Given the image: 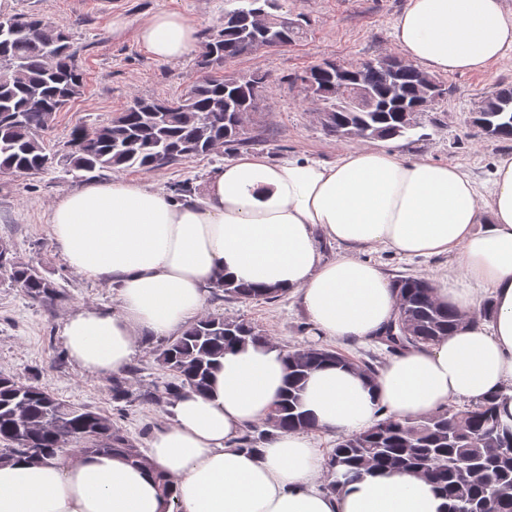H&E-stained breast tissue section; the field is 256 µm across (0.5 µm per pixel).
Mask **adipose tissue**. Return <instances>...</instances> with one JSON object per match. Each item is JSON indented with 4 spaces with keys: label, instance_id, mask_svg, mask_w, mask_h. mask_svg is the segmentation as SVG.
<instances>
[{
    "label": "adipose tissue",
    "instance_id": "1",
    "mask_svg": "<svg viewBox=\"0 0 512 512\" xmlns=\"http://www.w3.org/2000/svg\"><path fill=\"white\" fill-rule=\"evenodd\" d=\"M197 33L170 10L137 29L159 61L189 55ZM393 37L427 73L482 72L512 49V10L503 0H406ZM491 183L484 198L457 166L375 145L328 163L245 153L216 168L201 194L182 198L136 180L89 182L52 205L53 239L68 266L116 290L119 306L69 314L65 349L87 373L122 371L143 338L177 335L200 318L207 288L222 276L298 295L315 335L363 344L395 318L398 298L360 251L448 254L456 264L435 279L437 300L473 315L489 299L490 318L407 348L372 381L324 365L303 384V409L317 431L343 435L490 396L512 415L511 157L499 160ZM323 240L336 242L335 258H322ZM286 378L279 344L228 349L206 393L172 401L146 467L83 454L0 463V512H442L433 484L396 471L322 491L328 460L303 432L239 447L246 429L273 414Z\"/></svg>",
    "mask_w": 512,
    "mask_h": 512
}]
</instances>
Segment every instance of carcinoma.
Here are the masks:
<instances>
[{"mask_svg": "<svg viewBox=\"0 0 512 512\" xmlns=\"http://www.w3.org/2000/svg\"><path fill=\"white\" fill-rule=\"evenodd\" d=\"M260 0H224V24L208 34L199 58L218 62L220 75L195 80L178 102L135 98L110 122L78 127L69 141L67 162L72 172L94 173L115 168L157 171L186 157L206 156L218 148L238 150L250 143L242 123L251 120L248 108L255 89H266V76L252 74V83L226 70L228 62L267 43L288 46L302 34L294 20L260 33ZM24 18L28 31L16 30ZM349 84L358 81L374 94L369 112L353 111L352 101L336 91V69L315 81L305 95L333 108L324 129L334 135L359 127L368 139L409 138L416 127L402 118L422 91L420 74L407 69L394 92L379 65H343ZM84 76L70 32L39 14L0 13V173L33 176L53 166L54 154L44 140L57 113L81 97ZM512 101V87L501 88L481 101L482 119L493 126V137L512 139V112H499L502 99ZM7 278L34 302L60 296L55 284L36 267L13 256H0ZM402 305L377 341L397 354L407 347L430 345L470 321L434 296L432 283L418 276L394 280ZM212 292L243 300L274 301L278 295L224 279ZM269 341L255 326L222 317L204 316L181 335L167 341L157 357L170 378L157 383L151 402H170L186 389L206 391L211 372L230 345H260ZM288 380L282 401L265 424L283 432L309 431L314 423L302 410L301 382L325 363L352 366L374 378L375 366L360 364L332 348L284 349ZM39 448L30 453L24 443ZM118 455L138 467L146 463L143 450L112 418L96 409L67 402L28 378L0 374V462L23 458L42 463L65 453ZM334 494L345 484L376 470L418 475L434 484L447 500L444 512H512V422L502 419L493 399L464 409L446 407L416 419L378 420L370 429L338 439L329 458Z\"/></svg>", "mask_w": 512, "mask_h": 512, "instance_id": "1", "label": "carcinoma"}]
</instances>
